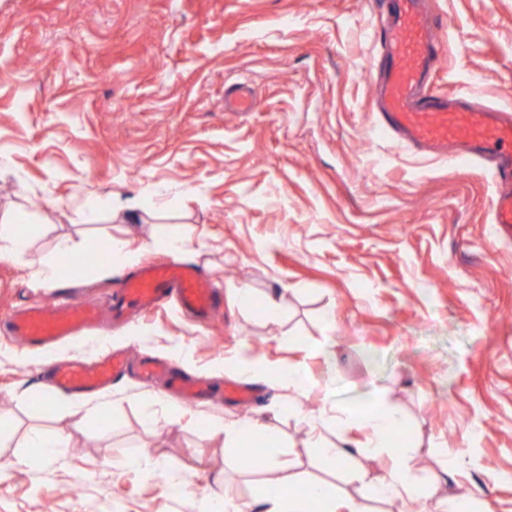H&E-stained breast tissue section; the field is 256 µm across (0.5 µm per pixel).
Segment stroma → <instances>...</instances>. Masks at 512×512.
I'll list each match as a JSON object with an SVG mask.
<instances>
[{
	"instance_id": "35a3bbf8",
	"label": "stroma",
	"mask_w": 512,
	"mask_h": 512,
	"mask_svg": "<svg viewBox=\"0 0 512 512\" xmlns=\"http://www.w3.org/2000/svg\"><path fill=\"white\" fill-rule=\"evenodd\" d=\"M449 24L432 89L512 108V0H427ZM383 12L376 0H0V215L26 214L31 249L0 261V512H206L208 487L249 500L261 474L245 456L276 457L292 483L322 480L369 512L359 472L383 476L386 456L339 472L311 448L309 416L378 396L403 411L395 447H416L414 478L473 495L475 512H512V232L490 223L493 194L479 163L411 153L376 126ZM245 82L256 106L224 103ZM181 235L219 307L204 325L167 305L52 350L6 332L33 306L67 299L108 306L124 272L87 267L42 287L58 239L77 255L130 240L140 262L166 259L159 230ZM254 294V308L234 302ZM275 297L276 310L266 309ZM333 327L324 324L325 315ZM115 347L212 379L211 395L170 420L159 383L136 369L111 388L74 395L41 375L50 361ZM306 365L303 394L237 372ZM257 389L252 404L224 387ZM90 415L74 429L68 410ZM265 414L275 438L224 445L214 417ZM35 429L65 433L52 475L20 466ZM458 451L447 476L440 449ZM135 457L160 460L155 473Z\"/></svg>"
}]
</instances>
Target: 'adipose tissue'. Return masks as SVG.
<instances>
[{"mask_svg":"<svg viewBox=\"0 0 512 512\" xmlns=\"http://www.w3.org/2000/svg\"><path fill=\"white\" fill-rule=\"evenodd\" d=\"M318 418L323 422L351 424L368 433L367 439L356 445L341 437L333 441L314 438L313 447L318 448L321 457L332 466L343 468L357 451L387 453L390 466L377 488L378 498L400 501L405 512H412L420 501L424 502L427 512H471L469 497L449 498L434 488L424 494L414 485L411 474L416 450L407 448L399 452L391 446L395 430L404 423L398 411L375 407L368 399L358 407L335 416L329 415L327 410H320ZM263 475L264 492L249 502L226 496L223 476H215L213 493L209 498L211 508L214 512H367L362 502L341 496L334 487L322 481H311L303 489H296L276 463H267Z\"/></svg>","mask_w":512,"mask_h":512,"instance_id":"ef3b65f1","label":"adipose tissue"}]
</instances>
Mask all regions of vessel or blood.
Wrapping results in <instances>:
<instances>
[{
    "mask_svg": "<svg viewBox=\"0 0 512 512\" xmlns=\"http://www.w3.org/2000/svg\"><path fill=\"white\" fill-rule=\"evenodd\" d=\"M439 32L440 22L428 12L425 0H395L379 32L378 128L416 153L485 163L495 186L492 221L512 226V114L475 108L465 96L430 92L443 60ZM172 298L199 323L208 322L217 306L215 291L201 272L174 259L146 263L128 275L109 312L82 301L52 312L34 306L14 316L10 330L26 345L53 346L83 331L125 321L131 313H149ZM127 367V355L113 352L94 361L65 359L48 373L59 390L90 392L120 379ZM140 373L148 380L169 382L172 394L184 400L200 399L209 391L203 380L173 378L169 365L160 360L142 361Z\"/></svg>",
    "mask_w": 512,
    "mask_h": 512,
    "instance_id": "1",
    "label": "vessel or blood"
}]
</instances>
